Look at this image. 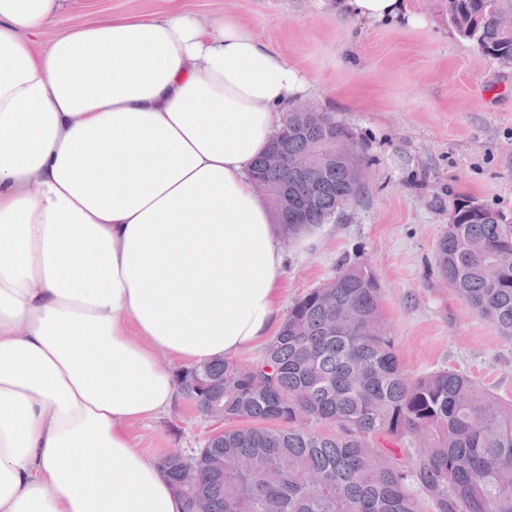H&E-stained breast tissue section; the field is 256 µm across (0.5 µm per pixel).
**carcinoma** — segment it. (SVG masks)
<instances>
[{
	"instance_id": "obj_1",
	"label": "carcinoma",
	"mask_w": 512,
	"mask_h": 512,
	"mask_svg": "<svg viewBox=\"0 0 512 512\" xmlns=\"http://www.w3.org/2000/svg\"><path fill=\"white\" fill-rule=\"evenodd\" d=\"M512 0H455L448 23L494 60L512 59V30L500 16ZM350 137L329 112H286L250 175L288 186L281 212L292 242L356 200L339 154ZM454 201L438 241L440 273L477 314L512 342V225L499 211ZM380 288L360 264L297 300L252 365L220 358L175 373L181 394L203 415L220 407L228 427L188 459L158 461L188 512H512V401L474 377L440 370L408 377L382 318ZM329 421L333 436L310 428ZM387 439L417 447L419 466L375 448Z\"/></svg>"
}]
</instances>
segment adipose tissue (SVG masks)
<instances>
[{
    "label": "adipose tissue",
    "instance_id": "ef3b65f1",
    "mask_svg": "<svg viewBox=\"0 0 512 512\" xmlns=\"http://www.w3.org/2000/svg\"><path fill=\"white\" fill-rule=\"evenodd\" d=\"M0 0V512H184L129 428L280 320L283 235L248 169L313 76L231 15ZM415 28L407 0H341ZM167 5V0H81L79 6L60 15L55 32H64L84 18L130 13L152 15L164 12Z\"/></svg>",
    "mask_w": 512,
    "mask_h": 512
}]
</instances>
